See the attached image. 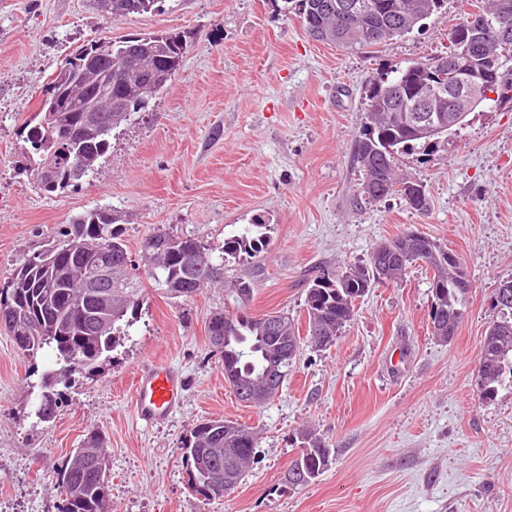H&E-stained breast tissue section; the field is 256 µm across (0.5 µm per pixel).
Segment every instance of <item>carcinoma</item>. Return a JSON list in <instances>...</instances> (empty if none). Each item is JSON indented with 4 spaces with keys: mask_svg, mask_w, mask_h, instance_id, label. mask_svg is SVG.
Returning a JSON list of instances; mask_svg holds the SVG:
<instances>
[{
    "mask_svg": "<svg viewBox=\"0 0 512 512\" xmlns=\"http://www.w3.org/2000/svg\"><path fill=\"white\" fill-rule=\"evenodd\" d=\"M104 19L126 18L152 9L157 0H93ZM338 0H299L303 27L311 24L323 31L321 42H336L331 33L338 29H355L359 39L343 44L352 50L367 51L389 39L401 37L409 30L401 21L418 7L427 15L442 8L445 0H367L374 7L348 16L336 13L329 5ZM512 9V0H481L468 18L452 28L454 39L458 28L476 15L492 17ZM187 40L179 33L131 34L119 39L103 37L89 48L76 49L66 56L51 79L41 99L39 112L25 121L27 172L34 187L51 194L97 171L99 160L110 147L112 131L128 124L148 111L153 98L163 93L179 73ZM456 51H448L411 66L423 69L425 80L436 75L438 62ZM512 57V34L502 38L488 34L476 44L473 52L457 57L466 64L465 72H478L486 62ZM405 69L392 70L372 84L367 92L368 122L356 137L353 158L361 171V193L370 202L398 196L413 210L424 213L429 207L425 185L399 169V158L419 144L431 145L448 135L442 126L434 135L413 131L409 113L395 107L401 97H410L415 87L404 79ZM495 103L512 102V78H498ZM53 129L61 142L52 162L51 176L45 175L42 155L44 143L35 138L43 126ZM78 149L83 171L75 174L63 156L60 144ZM118 214L110 208H97L80 215L63 230L64 240L34 253L13 270L7 283L0 287V324L8 328L17 347L25 354L45 347L52 349L55 361L69 376L94 379L103 364L111 359L125 329L132 325L127 315H136L145 301L143 281L170 298H191L202 290L224 281V262H217L212 251L191 235H178L159 228L140 244V260L152 264L139 273H129L123 264L130 261L124 240L115 224ZM261 224H252L243 232L224 240L227 255L255 257L266 246L260 233ZM391 249L379 253L374 246L365 265L346 264L341 268L320 267L310 279L305 307L308 316L307 342L323 349L332 345L354 316L355 302L376 287V260L390 267L389 282L398 283L409 267L418 264L430 273L432 303L440 320L429 318L432 335L441 340L455 335L456 311L466 307L472 284L461 261L448 263V248L423 237L405 233L385 240ZM97 256L106 259L112 272V287L85 288V261ZM206 258L214 270L198 268L195 259ZM353 270L354 276L345 273ZM202 286H197V282ZM240 288H255L254 280L241 277L225 289L234 298L233 310L219 308L207 319L209 343L224 361V379L232 388L259 386L272 357L280 351L282 337L301 347L295 323L285 318L283 330L273 334L262 316L246 312L247 303L238 295ZM498 318L489 327L478 353V366L485 367L484 384L476 385L477 397L484 403L494 401L499 388L512 386V299L494 303ZM106 319L107 328L97 335L90 325ZM223 337L217 345L215 337ZM223 419H205L197 424L189 437L181 442L182 459L186 463L188 484L194 492L207 498L224 496L214 487L224 485V470L244 474L254 454L245 445L225 448ZM105 438L98 431L87 434L83 444L69 454L58 473V488L63 496L60 512H107L110 489L101 485L99 464H108ZM330 448L320 435L305 429L300 433L296 458L288 469H301L305 486L318 478L329 464Z\"/></svg>",
    "mask_w": 512,
    "mask_h": 512,
    "instance_id": "carcinoma-1",
    "label": "carcinoma"
}]
</instances>
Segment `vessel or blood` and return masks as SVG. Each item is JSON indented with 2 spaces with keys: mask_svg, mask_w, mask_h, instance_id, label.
Masks as SVG:
<instances>
[{
  "mask_svg": "<svg viewBox=\"0 0 512 512\" xmlns=\"http://www.w3.org/2000/svg\"><path fill=\"white\" fill-rule=\"evenodd\" d=\"M184 379L171 365L153 363L140 370L133 381L137 418L148 426L164 423L184 401Z\"/></svg>",
  "mask_w": 512,
  "mask_h": 512,
  "instance_id": "vessel-or-blood-1",
  "label": "vessel or blood"
}]
</instances>
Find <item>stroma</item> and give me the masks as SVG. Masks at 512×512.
I'll list each match as a JSON object with an SVG mask.
<instances>
[{
	"label": "stroma",
	"instance_id": "obj_1",
	"mask_svg": "<svg viewBox=\"0 0 512 512\" xmlns=\"http://www.w3.org/2000/svg\"><path fill=\"white\" fill-rule=\"evenodd\" d=\"M298 8L157 0L108 24L92 0H0V285L95 208L118 212L134 257L161 227L224 256L225 239L259 220L266 248L224 256V279L252 277L249 312L283 311L303 329L310 267L367 263L380 240L417 230L452 249L472 283L454 339L432 336L429 276L412 266L402 282L357 301L333 346L303 347L279 394L254 406L236 399L207 338L223 291H152L100 378L59 385L54 416L43 421L30 386L54 356L22 353L0 327V512H59L58 470L92 430L106 440L111 512H512V387L491 403L476 397L493 293L512 278V106L486 102L433 151L402 157L401 169L427 189L423 214L396 196L365 200L352 155L369 83L445 51L471 0H446L370 52L312 40ZM108 31L184 34L183 66L149 113L113 131L97 173L42 194L25 170L23 124L66 54ZM158 361L183 374L186 395L150 427L130 392L137 372ZM206 418L257 436L255 463L221 499L189 489L179 450ZM305 427L329 445L330 462L292 488L284 475Z\"/></svg>",
	"mask_w": 512,
	"mask_h": 512
}]
</instances>
